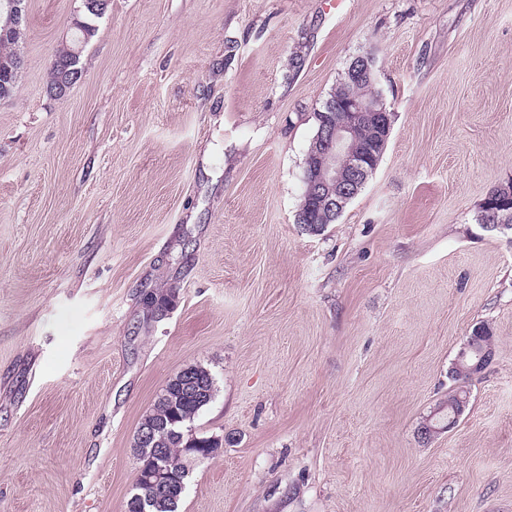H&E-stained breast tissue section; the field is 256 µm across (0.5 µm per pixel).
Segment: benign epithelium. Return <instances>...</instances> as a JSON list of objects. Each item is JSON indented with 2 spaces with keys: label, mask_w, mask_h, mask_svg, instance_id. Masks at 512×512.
Instances as JSON below:
<instances>
[{
  "label": "benign epithelium",
  "mask_w": 512,
  "mask_h": 512,
  "mask_svg": "<svg viewBox=\"0 0 512 512\" xmlns=\"http://www.w3.org/2000/svg\"><path fill=\"white\" fill-rule=\"evenodd\" d=\"M0 9L6 12L5 27L18 29L21 13L18 0H3ZM351 81L375 79V60L370 54L355 58L349 68ZM81 72L77 68H67L52 88V94L64 99L68 96L74 82ZM330 111L340 113L336 121L329 120V114L322 115L321 127L316 136L320 144L311 162L316 184V193L322 201L323 211L334 218L343 212L346 204L354 197L359 187L375 172L380 156L386 147L390 134L392 113L380 99H362L351 93L332 102ZM369 126L376 134L374 147L377 154L368 156L355 140V130ZM163 426L150 422L143 425L138 433V443L142 448H153L158 443L157 435ZM210 448H187L185 452L196 462H202L219 454L224 449V439L211 437ZM135 481L155 488L176 491L182 487L181 482L173 481L162 469L137 467Z\"/></svg>",
  "instance_id": "1"
}]
</instances>
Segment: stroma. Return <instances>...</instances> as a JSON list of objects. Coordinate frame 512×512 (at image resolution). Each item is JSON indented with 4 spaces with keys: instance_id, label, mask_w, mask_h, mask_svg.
<instances>
[{
    "instance_id": "35a3bbf8",
    "label": "stroma",
    "mask_w": 512,
    "mask_h": 512,
    "mask_svg": "<svg viewBox=\"0 0 512 512\" xmlns=\"http://www.w3.org/2000/svg\"><path fill=\"white\" fill-rule=\"evenodd\" d=\"M79 9L25 0L0 100V512H126L191 365L224 451L178 512H512V234L476 221L512 181V0H111L59 100ZM366 53L391 135L312 234L315 114ZM79 16L82 20H84L86 22V24L89 25L87 28L89 37L84 39V41L81 45L80 53H79V50H80L79 48H77V49L73 48L72 50H69L70 53L74 57L77 56L78 54L79 55L76 57V59H72L70 54L67 53V50L64 47L62 49L59 48L56 50V52L51 60V63H50L48 88H50V86L56 82V80L59 76V73H60L56 57H61V58H65V59L67 57V59H70L71 63H72L70 68H66L63 71V73L58 78L57 82L55 83V85L52 88L51 93L59 99H64L68 96L73 83L78 80V78L81 75V72L83 73L82 66H81L82 49L84 47H86V45H88L91 42V40L95 37L97 30H98L96 23L98 22V20L100 18H96L91 14H85L84 11L81 12V14Z\"/></svg>"
}]
</instances>
